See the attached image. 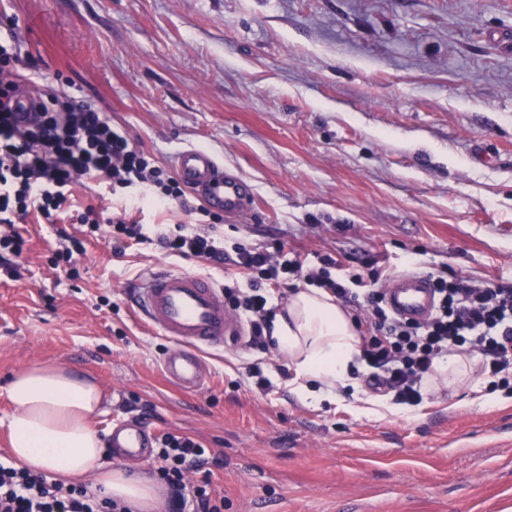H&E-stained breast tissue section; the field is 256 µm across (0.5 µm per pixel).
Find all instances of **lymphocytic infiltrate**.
<instances>
[{"instance_id": "lymphocytic-infiltrate-1", "label": "lymphocytic infiltrate", "mask_w": 512, "mask_h": 512, "mask_svg": "<svg viewBox=\"0 0 512 512\" xmlns=\"http://www.w3.org/2000/svg\"><path fill=\"white\" fill-rule=\"evenodd\" d=\"M17 46L0 42V269L17 272L14 260L26 248L19 220L27 216L57 223L68 215L66 205L74 185L93 182L108 195L138 190L153 194L160 206H175L183 213L202 215L196 224H143L132 209L104 213L89 207L71 216L87 235L107 238L114 250L129 241L150 240L169 253L195 257L216 265L232 263L258 274L249 293L228 287L224 298L251 327V343H265L273 312L263 283L278 284L290 275L323 288L333 297L367 311V332L360 337L361 362L374 369V378L395 402L417 405L421 387L434 363L449 351L462 349L486 356L484 370L500 385L512 384V286L479 283L467 277L442 274L432 280L438 304L431 318L412 323L396 318L388 309L379 285L380 275L352 276L350 284L332 277L340 262L322 256L320 268L305 269L301 259L280 261L283 244L238 243L225 254L215 236L223 216L195 208L179 181L157 166L111 119L85 101L47 93L28 123H20L13 109L18 74L13 63ZM203 442L181 433H166L153 462L155 475L169 490V512H224L223 496L209 485H190L186 474L223 466ZM0 512H130L122 502L101 498L80 486L67 485L0 463Z\"/></svg>"}]
</instances>
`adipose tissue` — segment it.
Returning a JSON list of instances; mask_svg holds the SVG:
<instances>
[{
    "mask_svg": "<svg viewBox=\"0 0 512 512\" xmlns=\"http://www.w3.org/2000/svg\"><path fill=\"white\" fill-rule=\"evenodd\" d=\"M272 336L288 357L296 390L314 402L349 384L350 369L360 353V338L349 311L320 288H303L275 315ZM14 406L6 422L11 454L17 465L50 470L64 480L92 483L109 497L152 512L154 486L104 461V448L93 418L104 403L97 380L58 364L34 365L10 382Z\"/></svg>",
    "mask_w": 512,
    "mask_h": 512,
    "instance_id": "ef3b65f1",
    "label": "adipose tissue"
}]
</instances>
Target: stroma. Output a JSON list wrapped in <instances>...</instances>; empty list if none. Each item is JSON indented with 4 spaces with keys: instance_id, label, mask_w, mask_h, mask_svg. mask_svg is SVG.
Listing matches in <instances>:
<instances>
[{
    "instance_id": "stroma-1",
    "label": "stroma",
    "mask_w": 512,
    "mask_h": 512,
    "mask_svg": "<svg viewBox=\"0 0 512 512\" xmlns=\"http://www.w3.org/2000/svg\"><path fill=\"white\" fill-rule=\"evenodd\" d=\"M45 84L86 100L173 170L210 151L251 188L225 247L283 241L349 280L376 257L398 273L512 285V0H0ZM21 276L0 275V461L11 377L33 364L95 375L113 421L148 413L223 454L224 512H512V388L427 381L410 406L365 365L333 399L301 401L275 343L212 351L185 396L159 369L171 341L123 289L154 268L249 291L231 265L115 252L91 240L54 268V224L28 219Z\"/></svg>"
}]
</instances>
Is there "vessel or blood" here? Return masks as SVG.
Masks as SVG:
<instances>
[{
	"mask_svg": "<svg viewBox=\"0 0 512 512\" xmlns=\"http://www.w3.org/2000/svg\"><path fill=\"white\" fill-rule=\"evenodd\" d=\"M179 178L201 189L207 202L227 215H245L249 204L247 186L225 172L206 149L189 147L175 158ZM133 299L152 329L170 339L173 347L161 359L166 377L187 392L199 390L206 371L200 358L204 348H238L244 330L228 314L217 284L200 273L159 269L130 284ZM390 310L398 317L423 321L435 306L430 277L419 274L395 276L385 289ZM117 460H148L152 438L140 424L116 423L108 435Z\"/></svg>",
	"mask_w": 512,
	"mask_h": 512,
	"instance_id": "1",
	"label": "vessel or blood"
}]
</instances>
